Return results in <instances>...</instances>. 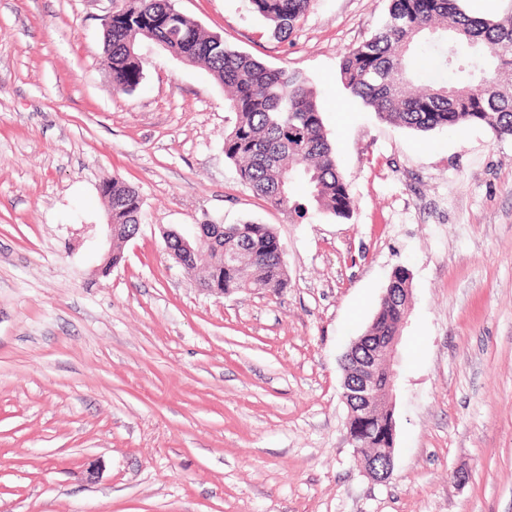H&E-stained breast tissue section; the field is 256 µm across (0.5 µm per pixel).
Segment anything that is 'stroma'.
Masks as SVG:
<instances>
[{
    "instance_id": "obj_1",
    "label": "stroma",
    "mask_w": 512,
    "mask_h": 512,
    "mask_svg": "<svg viewBox=\"0 0 512 512\" xmlns=\"http://www.w3.org/2000/svg\"><path fill=\"white\" fill-rule=\"evenodd\" d=\"M176 5L310 78L350 217L294 223L239 180L204 66L150 47L113 90L112 0H0V512H512V137L394 127L347 93L340 60L390 0H312L284 41L246 0ZM113 178L143 219L106 272ZM246 220L277 232L287 288L211 295L165 249L163 231ZM400 267L379 482L342 362ZM392 420L394 421L396 430L394 411L388 412L385 410H377L368 419L361 421L355 419L352 422L353 430L357 433V443L359 447L358 453L360 456L367 459L373 453L375 448L377 450H380V448H386L388 450V452H385L388 466L383 470V472H380L377 469H374L371 465H368L369 475L380 481L387 479L392 471V453L389 452V450H393V448H390L392 443Z\"/></svg>"
}]
</instances>
